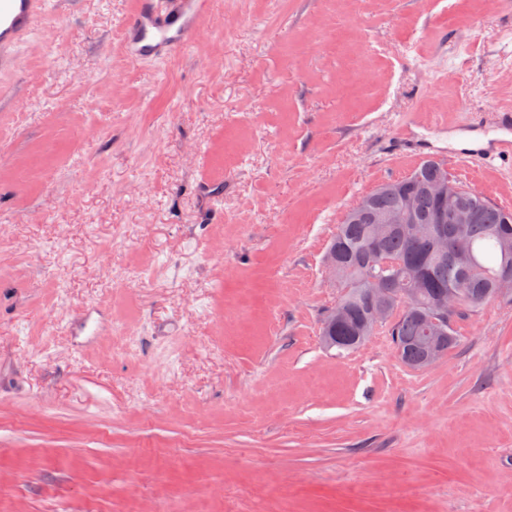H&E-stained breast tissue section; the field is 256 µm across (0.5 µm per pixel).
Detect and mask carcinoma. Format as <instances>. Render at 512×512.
<instances>
[{
    "label": "carcinoma",
    "mask_w": 512,
    "mask_h": 512,
    "mask_svg": "<svg viewBox=\"0 0 512 512\" xmlns=\"http://www.w3.org/2000/svg\"><path fill=\"white\" fill-rule=\"evenodd\" d=\"M433 178L428 160L412 176L363 196L361 214L338 225L334 239L343 280L336 307L345 311V318L336 323L334 342H323L326 348L348 351L361 345L356 337L372 333L374 313L383 305L385 326L403 362L424 369L433 355L442 357L456 347L455 319L490 301H512V290L498 288L503 274L512 276V221L506 222L501 208L487 200H460L470 221L448 225V250L442 255L426 231L410 237L392 224L375 240L373 218L398 208L406 197L419 217L429 218L438 210L440 202L428 189ZM379 288L392 289L388 299L379 297ZM450 290L457 295V308L448 311L447 332L436 342L430 339L427 315Z\"/></svg>",
    "instance_id": "carcinoma-1"
}]
</instances>
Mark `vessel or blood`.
Listing matches in <instances>:
<instances>
[{
	"mask_svg": "<svg viewBox=\"0 0 512 512\" xmlns=\"http://www.w3.org/2000/svg\"><path fill=\"white\" fill-rule=\"evenodd\" d=\"M48 0H0V70L12 67L17 46L43 18ZM212 0H138L123 33L128 58L140 63H160L187 48L206 29ZM494 124L499 137L493 148L455 153L458 165L469 168L491 154L512 157V106L498 108Z\"/></svg>",
	"mask_w": 512,
	"mask_h": 512,
	"instance_id": "vessel-or-blood-1",
	"label": "vessel or blood"
}]
</instances>
